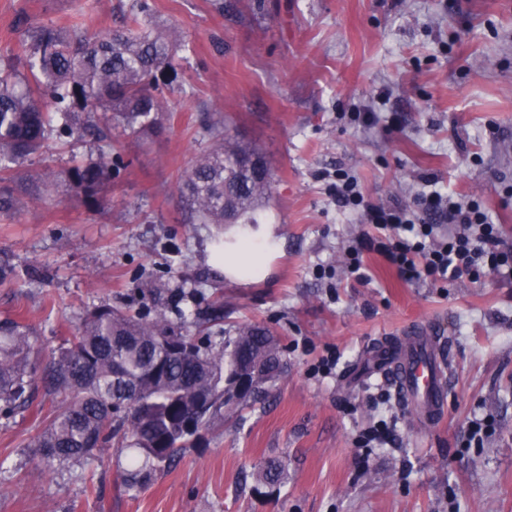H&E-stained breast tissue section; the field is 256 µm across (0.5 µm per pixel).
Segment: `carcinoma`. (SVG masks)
Instances as JSON below:
<instances>
[{
    "mask_svg": "<svg viewBox=\"0 0 512 512\" xmlns=\"http://www.w3.org/2000/svg\"><path fill=\"white\" fill-rule=\"evenodd\" d=\"M151 11L148 0H134L123 28L94 37L65 39L52 25L29 26L19 50L0 54V215L17 212L19 193L29 185L41 200L65 188L96 201L117 167L110 151L89 153L58 174L22 165L55 141L102 138L98 113L134 136L162 122L168 111L162 87L178 77L181 35L155 29ZM205 131L212 145L184 171L178 190L188 223L217 226L220 257L225 227L261 222L272 174L257 150L214 125ZM21 276L0 260V285ZM37 353L29 325L0 319V413L25 407L40 390L63 391L67 402L34 440L41 460L51 465L88 458L120 435L138 450L144 482L215 420L279 379L260 372L244 395H226L244 361L275 370L282 358L276 335L257 324L241 325L216 345L208 331L189 334L182 318L174 322L163 312L147 317L106 304L86 311L67 346L43 368ZM284 470L268 463L265 484H279Z\"/></svg>",
    "mask_w": 512,
    "mask_h": 512,
    "instance_id": "obj_1",
    "label": "carcinoma"
}]
</instances>
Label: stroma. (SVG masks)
Returning <instances> with one entry per match:
<instances>
[{
    "mask_svg": "<svg viewBox=\"0 0 512 512\" xmlns=\"http://www.w3.org/2000/svg\"><path fill=\"white\" fill-rule=\"evenodd\" d=\"M213 2L151 0L159 27L182 33L179 77L156 132L113 126L120 173L98 205L63 192L0 217V256L27 273L0 287V318L32 327L48 357L87 309L151 314L179 305L184 285L198 291L196 314L223 294L225 332L271 329L287 370L136 486L135 450L114 443L46 467L33 439L62 397L38 393L0 418V512H512V278L438 288L374 252L369 282L350 278L345 252L368 227L322 181L349 171L385 205L433 190L475 199L512 241V0H231L233 13ZM131 3L0 0V52L18 49L29 23L66 37L120 28ZM210 124L270 162L263 223L227 233L273 239L266 276H228L215 227L184 219L179 178L209 149ZM147 278L155 294H142ZM424 330L449 359L446 415L431 427L365 367L380 339ZM484 417L491 433L467 447ZM381 420L390 444L358 447ZM271 461L286 466L276 487L262 483Z\"/></svg>",
    "mask_w": 512,
    "mask_h": 512,
    "instance_id": "1",
    "label": "stroma"
}]
</instances>
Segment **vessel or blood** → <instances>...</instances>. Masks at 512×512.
<instances>
[{
	"instance_id": "vessel-or-blood-1",
	"label": "vessel or blood",
	"mask_w": 512,
	"mask_h": 512,
	"mask_svg": "<svg viewBox=\"0 0 512 512\" xmlns=\"http://www.w3.org/2000/svg\"><path fill=\"white\" fill-rule=\"evenodd\" d=\"M373 370L391 375L400 397L422 423L431 425L440 419L447 398L440 337L424 331L403 340H384Z\"/></svg>"
}]
</instances>
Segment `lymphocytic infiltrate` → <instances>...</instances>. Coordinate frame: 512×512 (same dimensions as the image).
Wrapping results in <instances>:
<instances>
[{
    "label": "lymphocytic infiltrate",
    "mask_w": 512,
    "mask_h": 512,
    "mask_svg": "<svg viewBox=\"0 0 512 512\" xmlns=\"http://www.w3.org/2000/svg\"><path fill=\"white\" fill-rule=\"evenodd\" d=\"M328 194L343 210L359 215L372 225L349 253L348 269L358 281H366L362 256L375 252L408 280L448 283L477 277L481 268L499 272L512 268V244H507L488 214L474 202H461L437 192L425 196L423 213L400 205L379 206L366 201L356 180L339 171L327 183ZM445 214L453 232L439 235L428 217Z\"/></svg>",
    "instance_id": "lymphocytic-infiltrate-1"
}]
</instances>
